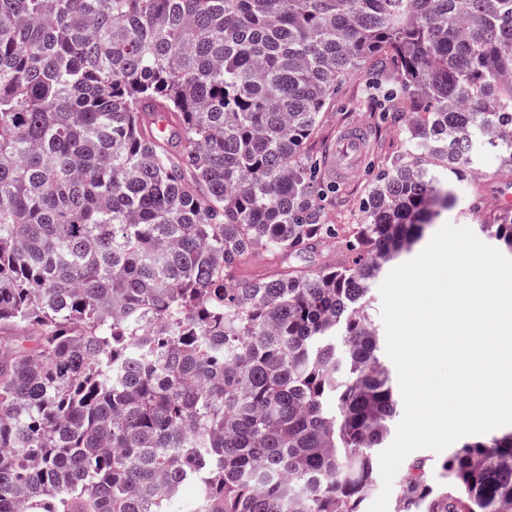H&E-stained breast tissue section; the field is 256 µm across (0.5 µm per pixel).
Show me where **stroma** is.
Returning a JSON list of instances; mask_svg holds the SVG:
<instances>
[{"mask_svg": "<svg viewBox=\"0 0 512 512\" xmlns=\"http://www.w3.org/2000/svg\"><path fill=\"white\" fill-rule=\"evenodd\" d=\"M387 73L388 64L383 60L375 62L373 67L355 71L326 105L312 139L314 150L327 156L344 127L362 125L367 129L363 166L347 181L338 183L337 193L329 207L334 223L346 225L357 222L359 201L369 181L385 161L402 154L407 148V116L393 112L382 115L366 94L369 85L383 79ZM455 195V205L443 211L433 224L425 227L418 242L419 247H426L438 229L445 224L476 228L477 225L489 221L498 207L492 194L477 198L465 186L456 187ZM444 459V453L429 449H418L407 455L406 465L399 467L392 480L388 512H399L400 489L407 476L408 463L424 461L430 484L435 489H445L446 480L441 469Z\"/></svg>", "mask_w": 512, "mask_h": 512, "instance_id": "obj_1", "label": "stroma"}]
</instances>
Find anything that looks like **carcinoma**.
<instances>
[{"label": "carcinoma", "mask_w": 512, "mask_h": 512, "mask_svg": "<svg viewBox=\"0 0 512 512\" xmlns=\"http://www.w3.org/2000/svg\"><path fill=\"white\" fill-rule=\"evenodd\" d=\"M376 57L408 151L334 244L308 143ZM487 148L512 0H0V512H361L397 410L368 295ZM512 251V206L481 225ZM410 465L400 512H512V434ZM347 256L338 243L334 248L319 247L316 250L305 252L300 256L291 257L284 263V266L295 269L313 268L321 263L340 264L348 260Z\"/></svg>", "instance_id": "cac0c4a2"}]
</instances>
